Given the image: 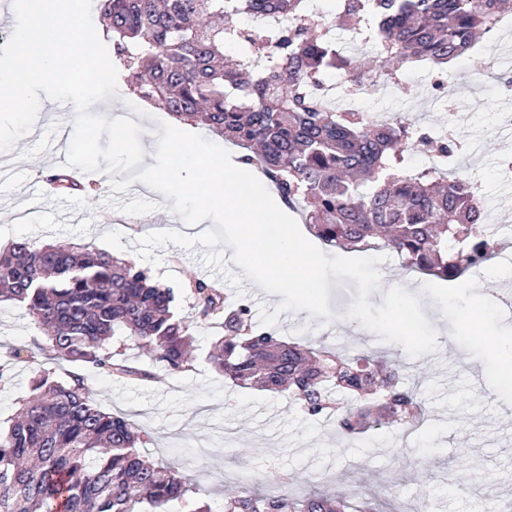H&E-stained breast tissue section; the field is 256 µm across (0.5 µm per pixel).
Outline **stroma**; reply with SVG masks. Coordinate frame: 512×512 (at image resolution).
<instances>
[{"label":"stroma","mask_w":512,"mask_h":512,"mask_svg":"<svg viewBox=\"0 0 512 512\" xmlns=\"http://www.w3.org/2000/svg\"><path fill=\"white\" fill-rule=\"evenodd\" d=\"M477 49L483 70H476L468 55L432 71L416 65L404 72L400 87L382 93L369 86L357 99L366 112H400L428 129L451 121L460 156L483 182L491 212L512 216V184L498 173L501 158L512 155V127L499 121L501 114L512 113V91L497 81L512 62V27L497 28ZM118 91L124 96L121 114L150 115L142 124L140 142L146 151L143 166L154 165L156 129L169 116L139 100L126 82H119ZM72 131L69 111H57L54 101L45 98L18 149L0 153V248L20 238L38 246L90 244L134 262L141 237L183 230L161 193L139 182L124 193L111 191L112 177L102 172L96 173L91 189L61 195L80 214V222L56 221L55 204L42 199L33 185L55 173L59 135ZM157 254L161 263L152 272L160 283L181 290L198 279L218 282L231 301L249 305L252 323H259L261 309H274L282 300L245 278L231 260V247L198 244L187 251L170 244ZM459 282L443 299L422 292V311L437 333L438 348L420 357L347 318L358 294L348 278L330 282L329 323L303 310L282 313L273 327L276 335L291 340L314 346L323 342L351 355L373 352L402 365V380L419 391L426 418L425 427L405 447L398 443L402 427L344 438L335 415L311 417L287 394L241 388L220 377L208 352L224 332V319L200 316L186 298L178 313L193 320L194 342L184 371L119 381L63 362L56 373H81L97 406L125 414L149 434L145 456L164 468L183 466L191 490L214 504L238 487L275 495L287 484L303 493L359 488L381 512L407 507L414 512H494L500 504L512 512V385L499 386L491 395L483 392L484 382L497 378L504 359L485 350L477 335L456 328L476 294L475 284L512 287V264L492 257ZM43 339L22 305L0 303L1 424L29 397L31 387L30 366L6 362V349H30Z\"/></svg>","instance_id":"35a3bbf8"}]
</instances>
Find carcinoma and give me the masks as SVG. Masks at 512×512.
Here are the masks:
<instances>
[{"instance_id": "cac0c4a2", "label": "carcinoma", "mask_w": 512, "mask_h": 512, "mask_svg": "<svg viewBox=\"0 0 512 512\" xmlns=\"http://www.w3.org/2000/svg\"><path fill=\"white\" fill-rule=\"evenodd\" d=\"M99 9L130 90L246 150L240 160L262 169L285 205H300L324 244L358 251L379 239L408 270L448 281L491 257L473 244L483 227L471 179L448 170L454 140L436 141L441 166H410L406 153L422 139L409 120L343 112L321 85L331 70L344 81L389 83L411 63L445 65L496 27L507 0H339L338 12L322 15L308 0H100ZM242 15L280 25L247 28ZM369 17L382 40L362 74L330 33L356 34ZM187 293L203 316L224 314L209 360L235 385L286 391L312 417L344 394L351 402L336 419L344 436L420 419L417 393L400 385L397 364L283 341L254 326L248 306L214 283L197 280ZM2 301L25 304L45 342L26 357L32 394L0 427V512H167L188 492L185 475L144 459L145 431L94 404L81 375L62 379L44 362L151 377L112 354L122 332L153 365L185 370L192 321L175 314L174 289L105 251L24 240L0 252ZM354 499L242 488L219 512H375Z\"/></svg>"}]
</instances>
